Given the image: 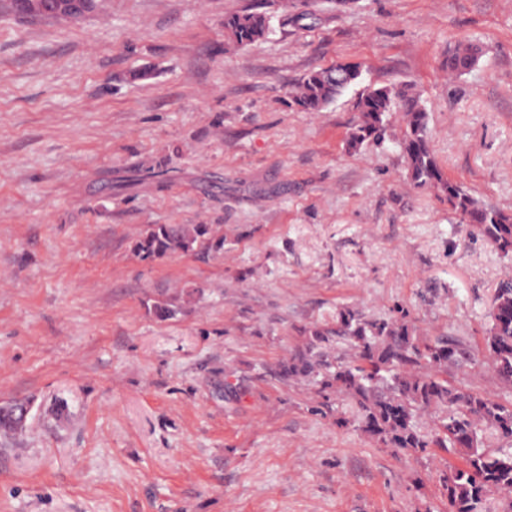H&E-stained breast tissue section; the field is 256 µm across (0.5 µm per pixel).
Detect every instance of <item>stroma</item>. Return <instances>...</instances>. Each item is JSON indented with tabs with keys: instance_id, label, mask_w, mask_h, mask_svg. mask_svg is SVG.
Masks as SVG:
<instances>
[{
	"instance_id": "stroma-1",
	"label": "stroma",
	"mask_w": 512,
	"mask_h": 512,
	"mask_svg": "<svg viewBox=\"0 0 512 512\" xmlns=\"http://www.w3.org/2000/svg\"><path fill=\"white\" fill-rule=\"evenodd\" d=\"M101 2L0 12V404H33L0 439V512H446L450 455L385 447L275 370L345 305L480 342L512 260L397 137L346 140L362 92L411 88L445 177L512 216V0H312L297 25L289 0ZM247 11L268 35L226 47ZM460 43L480 55L452 75ZM340 63L361 74L336 101L294 104ZM151 224L220 225L224 251L141 259ZM93 2L94 0H43L44 15L57 19H69L74 13L90 12Z\"/></svg>"
}]
</instances>
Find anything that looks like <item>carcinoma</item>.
<instances>
[{
  "label": "carcinoma",
  "instance_id": "cac0c4a2",
  "mask_svg": "<svg viewBox=\"0 0 512 512\" xmlns=\"http://www.w3.org/2000/svg\"><path fill=\"white\" fill-rule=\"evenodd\" d=\"M269 29V17L261 12L224 18L225 36L240 48L264 38ZM476 60L471 47L459 45L448 52V70L462 73ZM346 69L344 76L333 67L311 72L295 91L294 102L306 111H320L358 78L357 67L348 64ZM357 110L348 133L350 148L383 142L392 114L400 112V147L414 186L439 192L471 234L512 259V217L444 177L430 148L428 115L419 97L374 88L359 97ZM200 245L223 251L220 227L151 224L138 238L135 251L143 259H154L191 252ZM488 318L481 344L472 346L419 336L404 312L397 318L371 319L353 307H341L336 310V326L299 329L303 343L280 363L278 374L284 380H311L323 398L329 392L348 397L358 428L389 448L413 453L440 448L457 456L461 463L448 465L442 474L448 512H512V448L492 450L485 445L487 434L512 442V399L448 381L450 369L465 374L480 367L512 386V277L495 288ZM342 341L354 350L350 360L330 354Z\"/></svg>",
  "mask_w": 512,
  "mask_h": 512
}]
</instances>
